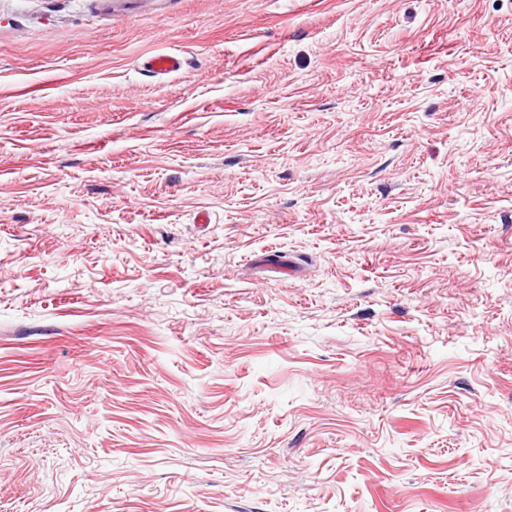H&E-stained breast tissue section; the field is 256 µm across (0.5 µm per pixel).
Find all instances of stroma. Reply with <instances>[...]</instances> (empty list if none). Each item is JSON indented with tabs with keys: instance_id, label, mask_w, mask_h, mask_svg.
<instances>
[{
	"instance_id": "stroma-1",
	"label": "stroma",
	"mask_w": 512,
	"mask_h": 512,
	"mask_svg": "<svg viewBox=\"0 0 512 512\" xmlns=\"http://www.w3.org/2000/svg\"><path fill=\"white\" fill-rule=\"evenodd\" d=\"M0 512H512V0H0ZM182 65V58L174 52L156 54L145 62V67L147 70L158 75H166L177 72L181 69Z\"/></svg>"
}]
</instances>
